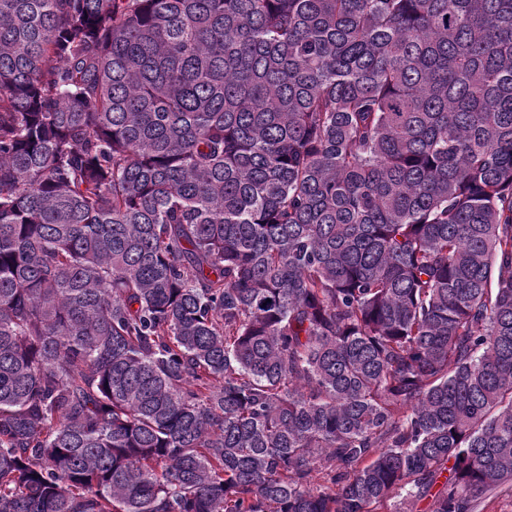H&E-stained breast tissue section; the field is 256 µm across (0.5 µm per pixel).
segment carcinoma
<instances>
[{
	"label": "carcinoma",
	"instance_id": "cac0c4a2",
	"mask_svg": "<svg viewBox=\"0 0 512 512\" xmlns=\"http://www.w3.org/2000/svg\"><path fill=\"white\" fill-rule=\"evenodd\" d=\"M509 483L512 0H0V512Z\"/></svg>",
	"mask_w": 512,
	"mask_h": 512
}]
</instances>
